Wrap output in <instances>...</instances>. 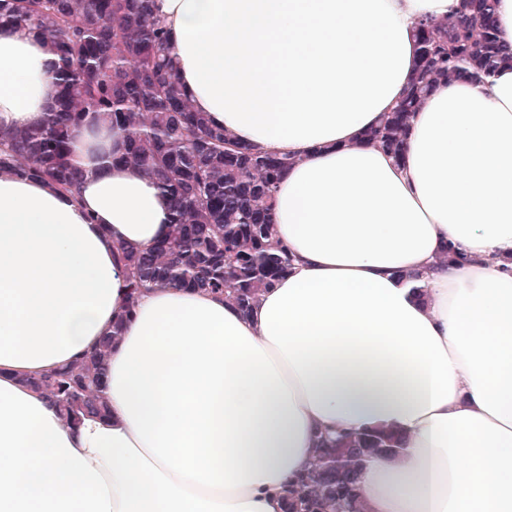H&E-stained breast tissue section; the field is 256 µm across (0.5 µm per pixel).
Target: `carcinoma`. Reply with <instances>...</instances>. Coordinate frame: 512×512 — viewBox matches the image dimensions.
<instances>
[{"mask_svg":"<svg viewBox=\"0 0 512 512\" xmlns=\"http://www.w3.org/2000/svg\"><path fill=\"white\" fill-rule=\"evenodd\" d=\"M155 2L0 0V28L45 35L59 76L58 107L42 126L0 134V173L76 192L85 171L71 161L72 131L105 120L125 135L112 161L155 178L173 204L164 237L147 248H116L128 292L111 332L71 364L24 378L74 425L106 414L112 346L149 290L174 286L224 295L247 314L292 263L271 220L291 159L240 144L191 107ZM416 36L419 61L409 86L362 134L397 160L415 112L436 87L465 77L480 81L512 61L498 40L495 0H461L445 21L420 19ZM398 444L396 434L381 429L321 437L315 463L298 480L286 512H360L359 475L367 458L395 453Z\"/></svg>","mask_w":512,"mask_h":512,"instance_id":"carcinoma-1","label":"carcinoma"}]
</instances>
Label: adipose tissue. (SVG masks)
<instances>
[{"label": "adipose tissue", "mask_w": 512, "mask_h": 512, "mask_svg": "<svg viewBox=\"0 0 512 512\" xmlns=\"http://www.w3.org/2000/svg\"><path fill=\"white\" fill-rule=\"evenodd\" d=\"M460 0H159L196 111L294 163L275 194L292 268L249 314L154 288L108 362L107 417L63 421L24 382L125 303L121 244L169 196L74 132L78 194L0 176V512H284L320 433L403 439L360 475L364 512H512V66L438 87L404 160L364 144L417 62L416 22ZM43 34L0 29V131L56 104ZM463 261L448 263V247Z\"/></svg>", "instance_id": "1"}]
</instances>
